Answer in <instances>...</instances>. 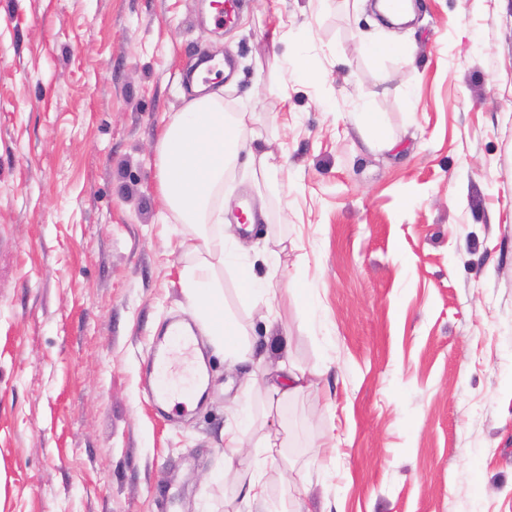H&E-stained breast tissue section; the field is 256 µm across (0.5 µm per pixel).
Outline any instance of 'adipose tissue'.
<instances>
[{
	"instance_id": "adipose-tissue-1",
	"label": "adipose tissue",
	"mask_w": 512,
	"mask_h": 512,
	"mask_svg": "<svg viewBox=\"0 0 512 512\" xmlns=\"http://www.w3.org/2000/svg\"><path fill=\"white\" fill-rule=\"evenodd\" d=\"M248 112L230 111L220 91L192 97L184 109L174 113L156 145L158 191L175 223L191 225L183 242L189 259L181 285L186 300L203 323L207 336L224 350V358L235 363L245 357L248 333L240 319L224 304V287L216 275L231 255L224 231V179L241 155L248 153L253 167L265 169L270 154L255 148L258 136ZM239 293L268 314H276L282 290L276 275L256 281L247 266L237 269ZM262 385L270 403L281 406L309 385L304 372L288 369L263 373ZM246 428L224 433L225 469L249 467L242 502L247 512H263L266 485L259 463H247L240 449Z\"/></svg>"
}]
</instances>
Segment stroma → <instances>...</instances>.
<instances>
[{
  "label": "stroma",
  "mask_w": 512,
  "mask_h": 512,
  "mask_svg": "<svg viewBox=\"0 0 512 512\" xmlns=\"http://www.w3.org/2000/svg\"><path fill=\"white\" fill-rule=\"evenodd\" d=\"M417 2L389 27L367 0H241L217 29L207 0H0V512H235L245 409L288 432L272 510L303 488L308 512H512V0ZM282 20L309 77L271 44ZM388 40L414 64L361 49ZM215 55L272 155L224 194L264 208L240 238L286 293L266 333L225 270L255 360L198 336L206 403L163 414L144 368L195 318L154 146ZM283 362L320 386L244 393ZM380 128V118L374 112H365L363 113V126L362 132L363 134L372 140L375 144L380 146L381 148H385L391 150L393 148L394 142L392 139L382 136L379 131Z\"/></svg>",
  "instance_id": "1"
}]
</instances>
